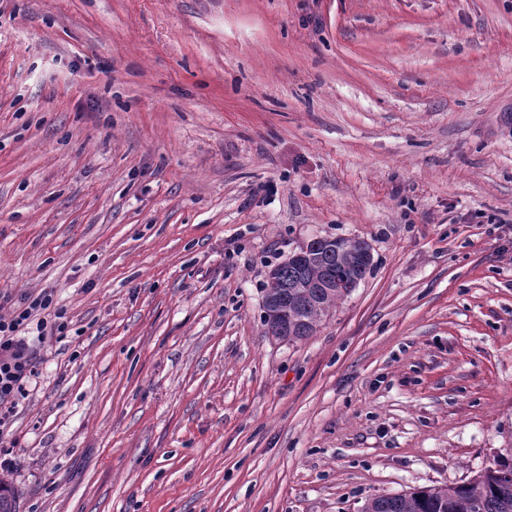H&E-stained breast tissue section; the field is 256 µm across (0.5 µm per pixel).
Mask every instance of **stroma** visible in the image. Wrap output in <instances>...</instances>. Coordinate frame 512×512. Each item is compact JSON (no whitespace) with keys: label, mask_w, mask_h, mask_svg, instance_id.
Segmentation results:
<instances>
[{"label":"stroma","mask_w":512,"mask_h":512,"mask_svg":"<svg viewBox=\"0 0 512 512\" xmlns=\"http://www.w3.org/2000/svg\"><path fill=\"white\" fill-rule=\"evenodd\" d=\"M315 237L372 267L264 326ZM69 319L18 512H363L512 448V0H0V290ZM350 241L318 238L311 244L307 257L288 259L272 270L264 288L263 304L268 302V306L263 308V322L269 328L273 315L279 322L288 324V336H282L276 328L271 336H282L288 342L307 339L332 307L350 295L358 281L353 280L349 288L346 284L351 279L365 278L371 265L370 248L361 241L366 254L359 253ZM328 280H336L340 287L323 288Z\"/></svg>","instance_id":"1"}]
</instances>
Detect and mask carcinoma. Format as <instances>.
<instances>
[{
  "label": "carcinoma",
  "mask_w": 512,
  "mask_h": 512,
  "mask_svg": "<svg viewBox=\"0 0 512 512\" xmlns=\"http://www.w3.org/2000/svg\"><path fill=\"white\" fill-rule=\"evenodd\" d=\"M371 253H360L346 238H320L307 257L290 259L274 268L264 289L263 322L270 317L288 325L290 342L310 337L332 307L370 270ZM0 512H16L14 493L0 481ZM363 512H512V458L502 453L492 466L467 482L423 487L371 499Z\"/></svg>",
  "instance_id": "obj_1"
}]
</instances>
